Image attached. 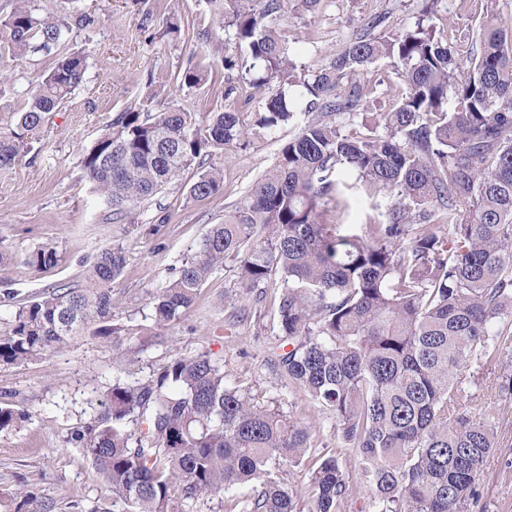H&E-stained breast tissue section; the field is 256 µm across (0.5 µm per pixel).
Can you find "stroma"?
I'll return each instance as SVG.
<instances>
[{
  "label": "stroma",
  "instance_id": "35a3bbf8",
  "mask_svg": "<svg viewBox=\"0 0 512 512\" xmlns=\"http://www.w3.org/2000/svg\"><path fill=\"white\" fill-rule=\"evenodd\" d=\"M39 14H87L96 27L72 29L68 52H88L81 86L58 111L49 113L33 132L19 131L16 114L33 81L47 71L53 59L26 53L9 59L0 80V130L20 132L26 154L9 170H0V295L15 292L28 299L54 286H82L84 275L103 249L122 246L126 264L113 286L115 322L137 316L150 291L164 285L179 268L183 256L207 232L223 221L225 212L242 204L253 185L272 166L295 129L276 132L252 129L246 145H231L210 156L206 165L222 170L224 190L205 200L190 199L189 186L199 169L184 173L181 184L168 187L155 200L138 208L127 220L112 217V208L82 176L87 149L125 108L144 105L149 112H164L178 105L195 112L261 110L265 98L247 99L229 90L225 71L212 58V76L200 87L178 88L174 77L190 62L204 56L207 43H223L224 53L240 50L227 41L224 27L205 0H148L154 21L143 27L132 0H34ZM194 21L209 34L208 42L164 33V13ZM416 0H319L307 8L303 0H283L276 32L288 45L297 64L312 71L325 64L349 37L370 19H378V36L413 25ZM497 17L512 22V0H438L434 22L444 36L473 38ZM366 101L346 120L349 130L381 122L400 91L401 82L389 60L371 65L361 77ZM54 247L56 266L40 270L25 256L40 246ZM230 273L214 272L193 306L169 332L168 343L154 339L152 322L140 336V366L152 371L173 358L200 352L223 360L229 383L249 387L258 403L278 408L312 433L311 450L336 445L339 423L306 394L296 389L275 363L278 326V286L244 295L235 305L223 306L231 290ZM112 345L85 336L60 353L18 366H0V404L25 410L27 421L0 431V512H14L20 485L52 499L55 512H74V504L102 502L111 507L96 471L80 450L66 441L69 429L95 414L116 373ZM487 407L499 420V445L487 458L479 481L480 500L474 512H512V399L492 398Z\"/></svg>",
  "mask_w": 512,
  "mask_h": 512
}]
</instances>
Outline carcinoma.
Here are the masks:
<instances>
[{"mask_svg":"<svg viewBox=\"0 0 512 512\" xmlns=\"http://www.w3.org/2000/svg\"><path fill=\"white\" fill-rule=\"evenodd\" d=\"M32 2L17 0L0 21V61L55 55L18 112L28 132L60 108L87 69L86 55L63 53L71 23L39 16ZM281 2L265 0L255 13L242 0H207L250 61L255 76L243 83L276 87L256 125L272 131L292 123L298 132L247 200L149 293L140 315L171 329L220 269L235 277L226 306L279 281L277 323L291 349L277 354L278 366L336 414L371 512H472L498 426L469 391L476 381L466 369L512 346V29L492 17L477 39L453 43L433 23L434 0H419L413 27L382 40L374 19L308 73L271 26ZM165 34L201 36L172 11ZM380 59L391 61L402 93L383 131L350 133L336 115L359 110L356 79ZM209 78L201 60L176 76L188 89ZM248 127L236 111L201 122L178 106L155 115L128 108L82 169L121 219L213 152L245 142ZM23 152L13 134L0 133V170ZM354 188L388 201L385 220L357 230L342 223ZM223 189V173L212 168L189 196ZM57 262L50 246L26 257L38 268ZM125 263L122 247L104 249L84 287L58 286L15 304L11 332L0 336V366L38 361L87 335L112 341L118 372L139 362L135 347H123L138 326L112 318V285ZM26 418L0 406V431ZM310 440L309 429L229 384L224 364L207 353L175 357L142 378L116 377L101 409L67 435L112 493L113 512H179L201 495L228 494L229 512H343L353 491L338 449H325L309 469L301 502L272 476L283 463L301 464ZM240 488L249 492L233 494ZM17 496L19 510L52 512L53 503L31 491Z\"/></svg>","mask_w":512,"mask_h":512,"instance_id":"obj_1","label":"carcinoma"}]
</instances>
